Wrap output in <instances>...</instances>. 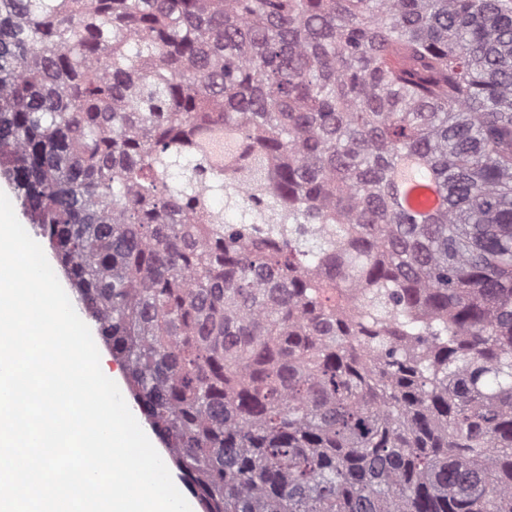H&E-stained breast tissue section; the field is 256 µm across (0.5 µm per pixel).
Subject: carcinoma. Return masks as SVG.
<instances>
[{
  "label": "carcinoma",
  "instance_id": "cac0c4a2",
  "mask_svg": "<svg viewBox=\"0 0 512 512\" xmlns=\"http://www.w3.org/2000/svg\"><path fill=\"white\" fill-rule=\"evenodd\" d=\"M0 172L203 512H512V0H0Z\"/></svg>",
  "mask_w": 512,
  "mask_h": 512
}]
</instances>
